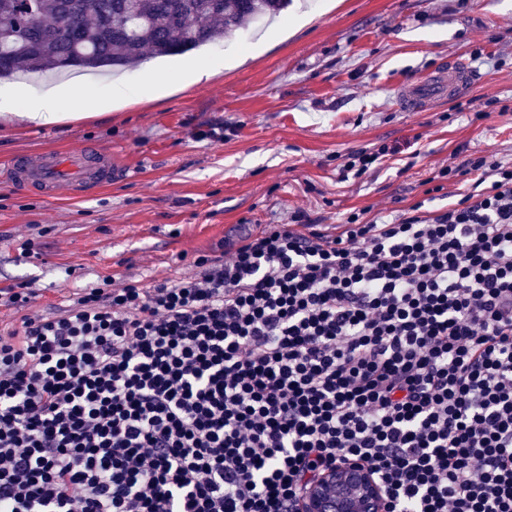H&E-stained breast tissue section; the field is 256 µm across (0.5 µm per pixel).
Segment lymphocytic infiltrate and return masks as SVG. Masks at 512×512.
Masks as SVG:
<instances>
[{
    "instance_id": "f902f5d3",
    "label": "lymphocytic infiltrate",
    "mask_w": 512,
    "mask_h": 512,
    "mask_svg": "<svg viewBox=\"0 0 512 512\" xmlns=\"http://www.w3.org/2000/svg\"><path fill=\"white\" fill-rule=\"evenodd\" d=\"M340 233L264 225L47 314L0 288V512H299L336 462L391 512H512V162Z\"/></svg>"
}]
</instances>
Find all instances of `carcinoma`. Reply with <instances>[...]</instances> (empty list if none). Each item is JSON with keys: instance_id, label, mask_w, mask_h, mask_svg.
<instances>
[{"instance_id": "1", "label": "carcinoma", "mask_w": 512, "mask_h": 512, "mask_svg": "<svg viewBox=\"0 0 512 512\" xmlns=\"http://www.w3.org/2000/svg\"><path fill=\"white\" fill-rule=\"evenodd\" d=\"M288 0H0V77L69 68L133 69L265 18Z\"/></svg>"}]
</instances>
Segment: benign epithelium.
<instances>
[{
    "label": "benign epithelium",
    "instance_id": "obj_1",
    "mask_svg": "<svg viewBox=\"0 0 512 512\" xmlns=\"http://www.w3.org/2000/svg\"><path fill=\"white\" fill-rule=\"evenodd\" d=\"M300 512H387L384 488L361 462L327 469L302 494Z\"/></svg>",
    "mask_w": 512,
    "mask_h": 512
}]
</instances>
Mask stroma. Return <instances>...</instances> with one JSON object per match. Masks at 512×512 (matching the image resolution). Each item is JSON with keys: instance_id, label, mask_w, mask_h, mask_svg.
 I'll return each mask as SVG.
<instances>
[{"instance_id": "obj_1", "label": "stroma", "mask_w": 512, "mask_h": 512, "mask_svg": "<svg viewBox=\"0 0 512 512\" xmlns=\"http://www.w3.org/2000/svg\"><path fill=\"white\" fill-rule=\"evenodd\" d=\"M321 4L308 0L312 21L296 31L289 6L264 49L238 64L229 57L255 42L252 31L85 82L61 123H0V163L92 145L129 168L111 187L50 202L0 186V287L28 282L50 312L115 271L145 284L182 278L192 258L245 224L303 215L331 231L353 212L390 220L418 203L447 208L476 175L432 196L428 181L462 144L512 161V0H342L330 13ZM457 57L476 73L456 98L461 111L398 107L400 84ZM188 63L215 75L165 98L82 113L83 94L106 96L116 80L138 88ZM382 143L398 154L366 174H342L347 154ZM30 238L36 247L22 254Z\"/></svg>"}]
</instances>
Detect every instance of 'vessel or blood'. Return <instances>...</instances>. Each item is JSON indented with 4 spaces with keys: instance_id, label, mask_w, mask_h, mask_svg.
I'll return each instance as SVG.
<instances>
[{
    "instance_id": "vessel-or-blood-1",
    "label": "vessel or blood",
    "mask_w": 512,
    "mask_h": 512,
    "mask_svg": "<svg viewBox=\"0 0 512 512\" xmlns=\"http://www.w3.org/2000/svg\"><path fill=\"white\" fill-rule=\"evenodd\" d=\"M473 81L474 74L467 62L456 59L437 67L421 81L398 89L396 98L405 111L422 112L437 102L458 96ZM6 171L12 187L36 191L47 200L57 199L65 184L72 193L81 194L111 186L125 175L118 157L93 147L77 153L45 150L26 155L14 160Z\"/></svg>"
}]
</instances>
